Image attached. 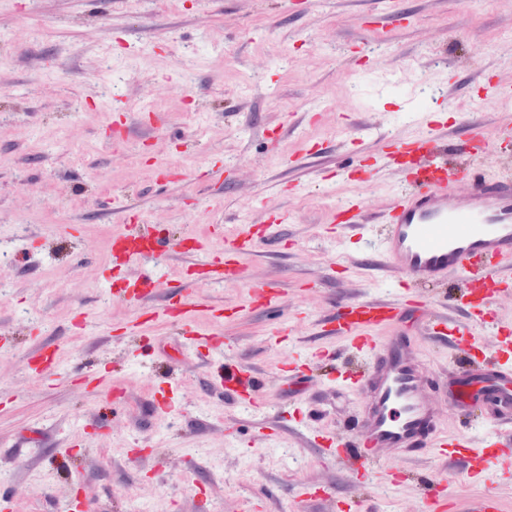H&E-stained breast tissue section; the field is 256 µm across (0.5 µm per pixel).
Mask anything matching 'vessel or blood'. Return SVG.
<instances>
[{
  "mask_svg": "<svg viewBox=\"0 0 512 512\" xmlns=\"http://www.w3.org/2000/svg\"><path fill=\"white\" fill-rule=\"evenodd\" d=\"M465 164L442 157L446 146L435 127L409 139H386L382 158L400 164L405 185L392 204L375 209L370 195L343 204L334 216L346 228L379 225L375 241L377 267L399 274L404 287L396 300L343 299L323 321L328 335L344 339L365 362L363 369L342 368L327 373L328 382L351 391L358 412L350 433L313 439L324 458L342 463L349 474L366 478L384 468L392 457L414 459L427 449L461 464L464 482L483 480L491 464L512 454V326L495 324V342L485 345L483 310L512 283V177L489 176L479 160L491 142L474 134ZM272 233L244 226L219 253L200 242L157 234L155 228L130 225L113 248L125 262L151 258L165 251L182 255L187 268L207 282L235 287L245 282L248 268L240 260ZM463 278L467 308L474 317L452 323L432 312L416 296V288ZM163 282L135 279L123 293L139 312L125 325L137 335L157 317L175 322L193 356L215 355L224 339L201 332L187 295L168 299L162 311L152 300ZM447 343L457 363L438 372L417 356L413 336ZM30 370L42 376L59 365L56 352L42 349L29 358ZM215 387L240 405L255 402L257 379L233 356L224 360V374ZM479 411L486 431L480 442L446 432V413L469 416Z\"/></svg>",
  "mask_w": 512,
  "mask_h": 512,
  "instance_id": "1",
  "label": "vessel or blood"
}]
</instances>
